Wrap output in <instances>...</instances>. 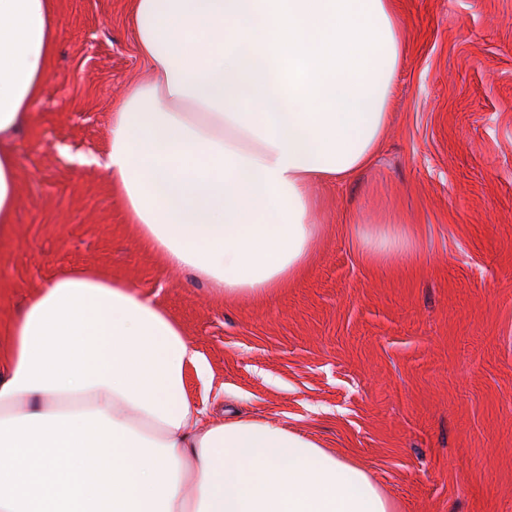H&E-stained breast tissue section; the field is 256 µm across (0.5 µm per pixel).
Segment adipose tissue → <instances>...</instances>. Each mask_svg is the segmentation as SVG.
I'll return each instance as SVG.
<instances>
[{
	"label": "adipose tissue",
	"mask_w": 512,
	"mask_h": 512,
	"mask_svg": "<svg viewBox=\"0 0 512 512\" xmlns=\"http://www.w3.org/2000/svg\"><path fill=\"white\" fill-rule=\"evenodd\" d=\"M149 80L115 100L99 158L146 243L226 299L307 268L331 184L371 168L405 43L395 0H135ZM52 0H0V237L21 188L12 142L51 82ZM363 256L410 258L356 217ZM0 353V512H396L364 468L288 426L205 421L200 353L163 308L82 270L48 282Z\"/></svg>",
	"instance_id": "1"
}]
</instances>
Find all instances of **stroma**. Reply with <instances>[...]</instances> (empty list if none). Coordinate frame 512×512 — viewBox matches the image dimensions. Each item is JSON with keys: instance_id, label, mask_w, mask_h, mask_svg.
Listing matches in <instances>:
<instances>
[{"instance_id": "obj_1", "label": "stroma", "mask_w": 512, "mask_h": 512, "mask_svg": "<svg viewBox=\"0 0 512 512\" xmlns=\"http://www.w3.org/2000/svg\"><path fill=\"white\" fill-rule=\"evenodd\" d=\"M54 8L53 81L12 143L0 349L39 288L92 268L193 341L209 372L185 387L206 419L298 429L367 468L398 512H512V0H398L407 54L376 165L326 189L308 273L235 301L166 268L91 162L116 96L148 74L132 0ZM357 211L400 221L413 261H366Z\"/></svg>"}]
</instances>
